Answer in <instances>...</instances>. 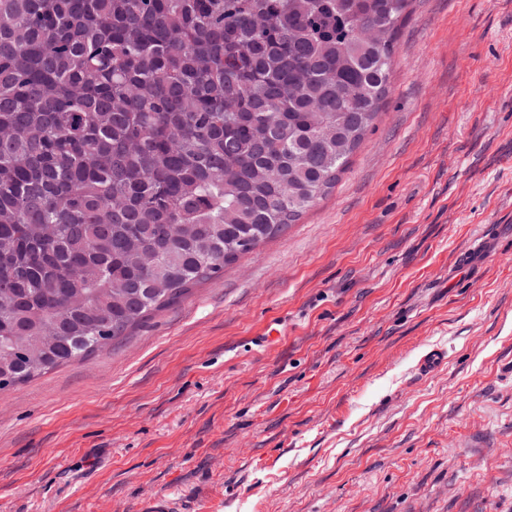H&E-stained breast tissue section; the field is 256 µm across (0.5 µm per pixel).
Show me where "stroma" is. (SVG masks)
Wrapping results in <instances>:
<instances>
[{"mask_svg": "<svg viewBox=\"0 0 512 512\" xmlns=\"http://www.w3.org/2000/svg\"><path fill=\"white\" fill-rule=\"evenodd\" d=\"M160 494L512 512V0H413L327 198L129 336L0 392V512Z\"/></svg>", "mask_w": 512, "mask_h": 512, "instance_id": "35a3bbf8", "label": "stroma"}]
</instances>
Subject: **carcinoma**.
<instances>
[{"label": "carcinoma", "mask_w": 512, "mask_h": 512, "mask_svg": "<svg viewBox=\"0 0 512 512\" xmlns=\"http://www.w3.org/2000/svg\"><path fill=\"white\" fill-rule=\"evenodd\" d=\"M412 0H0V391L326 197Z\"/></svg>", "instance_id": "1"}]
</instances>
